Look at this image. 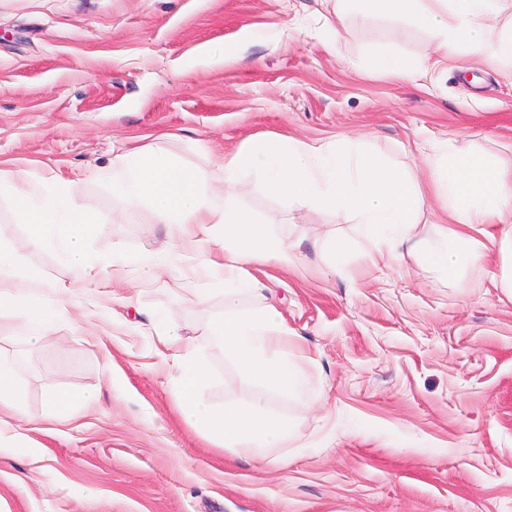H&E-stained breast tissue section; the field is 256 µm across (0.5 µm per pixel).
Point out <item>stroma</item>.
Returning a JSON list of instances; mask_svg holds the SVG:
<instances>
[{
  "instance_id": "35a3bbf8",
  "label": "stroma",
  "mask_w": 512,
  "mask_h": 512,
  "mask_svg": "<svg viewBox=\"0 0 512 512\" xmlns=\"http://www.w3.org/2000/svg\"><path fill=\"white\" fill-rule=\"evenodd\" d=\"M333 0H0V171H60L101 229L94 257L145 258L168 238L149 212L135 220L94 179L118 145L161 149L206 172L249 138L360 140L423 176L419 142L450 141L512 170V79L452 52L414 81L370 76L355 62L399 19ZM241 58L220 60L223 49ZM240 205L275 225L297 256L250 266L299 343L307 397L270 395L291 435L267 460H233L174 403L177 371L150 326L162 316L210 370L202 398L248 402L241 376L208 329L221 291L202 295L189 266L147 287L82 292L71 317L34 347L0 339L24 387L17 448L0 455V512H512V299L485 264L445 284L415 257L370 265L352 247L327 271L330 239L354 224L266 194L255 178ZM0 245L35 296L71 286L55 252L27 243L0 192ZM89 394L66 422L43 414L46 393Z\"/></svg>"
}]
</instances>
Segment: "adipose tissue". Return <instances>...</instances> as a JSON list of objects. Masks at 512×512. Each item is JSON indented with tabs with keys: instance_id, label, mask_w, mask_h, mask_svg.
I'll return each mask as SVG.
<instances>
[{
	"instance_id": "obj_1",
	"label": "adipose tissue",
	"mask_w": 512,
	"mask_h": 512,
	"mask_svg": "<svg viewBox=\"0 0 512 512\" xmlns=\"http://www.w3.org/2000/svg\"><path fill=\"white\" fill-rule=\"evenodd\" d=\"M358 2L366 14L396 15L410 27L433 33L438 44L428 56L432 65L446 60L452 47L492 67L512 62V27L496 38L488 36L499 19L501 0ZM425 161L436 193L448 203L442 238L426 248L412 241L425 212L417 179L355 142L311 144L283 135L252 139L218 159L224 173L220 196L208 194L202 174L169 153L119 149L111 167L95 170V178L111 184L113 197L125 204L128 215L148 210L168 225L172 237L145 264L123 254L105 263L93 259L99 218L74 203L72 181L63 173L23 174L11 191L29 244L60 253L84 290L128 282L134 273L149 285L176 261L195 260L203 285L219 287L224 295V313L212 322L211 333L225 355L265 392L297 396L307 391L308 382L288 353L290 333L278 309L270 303L249 312L240 308L242 296L259 291L248 264L273 260L288 268L295 265L296 255L270 225L236 203L238 184L254 175L270 195L348 217L357 224L373 262L410 254L453 281L467 265L496 259L492 281L512 297V176L483 155L450 151L444 140L430 146ZM15 268L14 251L0 247V336L34 346L66 320L71 291L55 288L47 296L31 295L17 287ZM151 324L180 370L177 408L226 455L262 460L268 449L287 441V421L262 396L221 409L206 404L200 391L208 370L193 347L181 343L161 317H152Z\"/></svg>"
}]
</instances>
